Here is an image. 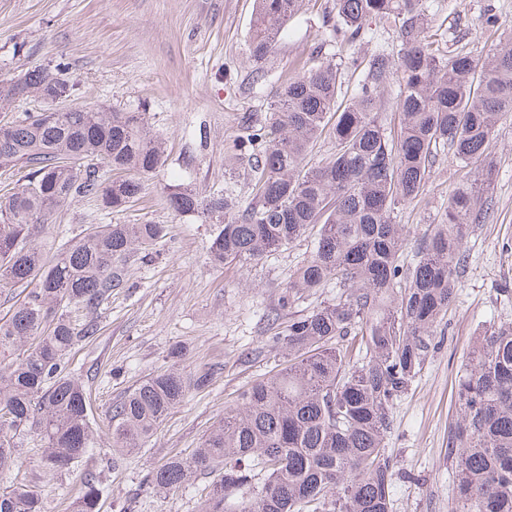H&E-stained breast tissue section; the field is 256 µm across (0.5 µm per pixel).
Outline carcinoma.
<instances>
[{"instance_id": "obj_1", "label": "carcinoma", "mask_w": 512, "mask_h": 512, "mask_svg": "<svg viewBox=\"0 0 512 512\" xmlns=\"http://www.w3.org/2000/svg\"><path fill=\"white\" fill-rule=\"evenodd\" d=\"M300 2L257 0L249 38L255 61L271 53ZM335 9L325 23L348 43L380 17L393 22L399 49L348 58L346 66L364 70L349 99L339 65L322 62L277 88L268 116L244 117L235 149L252 181L245 208L227 191L205 201L177 187L168 196L176 214L214 225L216 264L269 256L319 227L281 307L339 287L335 298L288 321L285 367L244 392L191 454L147 470L144 482L158 491L200 471L216 473L199 512H392L400 467L385 443L391 410L428 360L434 328L467 269L464 239L489 210V147L512 112V43L494 45L480 61L444 52L429 34L425 0H335ZM60 71L37 67L1 78L0 107L41 99L57 83L69 93ZM394 73L392 133L378 113L381 87ZM325 132L334 151L310 166L307 156ZM445 145L466 175L448 197L444 222L414 261L402 263L397 210L423 194ZM164 151L142 112H24L0 126V170L21 173L0 195V287L24 293L0 319V354L24 349L19 362L0 368V472L15 466L27 439L40 442L52 469L89 455L87 396L69 356L96 338L100 308L126 287L127 264L150 258L164 226L95 225L62 245L48 266L35 238L76 196L110 210L133 202L140 176L164 165ZM210 377L201 371L188 380L169 369L140 383L111 410L112 451L143 447L188 390L206 387ZM455 399L448 459L457 484L448 512H512V326L478 334ZM101 499L98 478L88 474L72 512H100ZM0 512H43L41 493L1 489Z\"/></svg>"}]
</instances>
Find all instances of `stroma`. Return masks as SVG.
<instances>
[{
    "mask_svg": "<svg viewBox=\"0 0 512 512\" xmlns=\"http://www.w3.org/2000/svg\"><path fill=\"white\" fill-rule=\"evenodd\" d=\"M333 6V0H303L272 53L257 62L248 51L255 0H0V78L61 67L74 88L70 105L144 113L167 151L165 166L142 177L138 200L108 210L95 199L75 197L36 240L50 259L93 224L166 229L150 261L128 266L127 286L113 292L99 315L97 337L71 354V369L91 394L92 457L56 471L45 466L37 444L28 443L21 468L0 472V488L37 487L44 512H70L81 474L93 471L104 486L102 512H198L215 475L202 473L159 493L143 483V474L190 454L243 391L283 367L286 350L273 337L331 292L280 309L289 276L312 255L315 234L258 260L216 266L208 256L212 225L176 215L168 189L180 184L207 199L223 194L231 179L238 200L247 203L252 186L246 172L233 177L227 167L240 118L265 115L272 89L317 61L397 51L395 27L383 18L367 22L356 43L334 36L323 25ZM429 19L444 50L481 59L512 37V0H429ZM490 151L492 206L464 244L468 267L435 329L436 347L392 409L386 446L414 476L397 480L396 512H448L455 486L448 432L457 419L458 372L481 322L512 325V307L495 298L496 289L512 288V115L501 120ZM460 177L452 151L439 152L422 198L397 213L406 255H414L433 225L442 223ZM176 346L183 349L184 374L213 368L210 385L189 390L144 447L104 469L102 459L112 452V407L169 369Z\"/></svg>",
    "mask_w": 512,
    "mask_h": 512,
    "instance_id": "35a3bbf8",
    "label": "stroma"
}]
</instances>
